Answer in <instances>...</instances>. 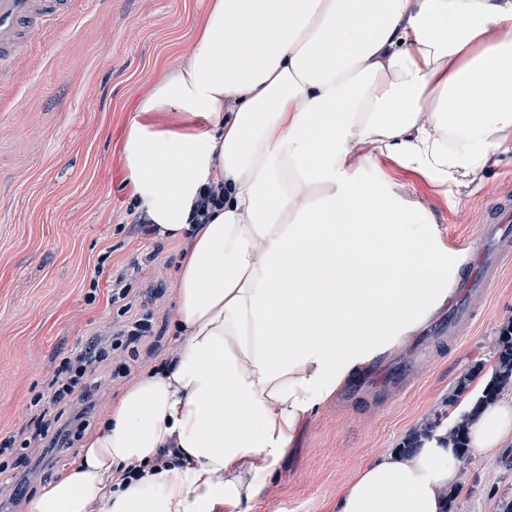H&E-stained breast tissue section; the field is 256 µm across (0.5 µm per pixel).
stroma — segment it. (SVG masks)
<instances>
[{"label":"stroma","mask_w":512,"mask_h":512,"mask_svg":"<svg viewBox=\"0 0 512 512\" xmlns=\"http://www.w3.org/2000/svg\"><path fill=\"white\" fill-rule=\"evenodd\" d=\"M210 0H107L48 26L14 82L0 88V438L19 430L32 397L48 390L58 354L106 330L115 307L84 297L96 265L128 271L133 287L162 286L159 342L175 343V266L183 249L139 231L128 213L123 146L135 104L191 44ZM431 213L441 242L483 231L487 204L512 188V153L464 201L386 166ZM512 321V265L457 342L396 340L406 386L378 378L338 389L298 428L263 496L248 512H332L366 461L403 444L424 423L448 426L489 376L501 328ZM512 502V447L468 455L451 512H503Z\"/></svg>","instance_id":"stroma-1"}]
</instances>
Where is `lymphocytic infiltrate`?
Segmentation results:
<instances>
[{
  "label": "lymphocytic infiltrate",
  "instance_id": "f902f5d3",
  "mask_svg": "<svg viewBox=\"0 0 512 512\" xmlns=\"http://www.w3.org/2000/svg\"><path fill=\"white\" fill-rule=\"evenodd\" d=\"M124 276H117L111 300H122L121 319L107 331L93 335L80 349L57 356L48 383V398H34L28 420L21 430L0 439V497L21 501L31 481L26 473L33 461L64 455L83 438L89 416L98 404L104 383L98 369H107L108 380L129 379L132 362L140 355L148 359L173 358L174 349L141 343L154 334V307L164 296L162 287L148 289L141 301L130 298Z\"/></svg>",
  "mask_w": 512,
  "mask_h": 512
}]
</instances>
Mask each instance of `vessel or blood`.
Masks as SVG:
<instances>
[{
  "instance_id": "obj_1",
  "label": "vessel or blood",
  "mask_w": 512,
  "mask_h": 512,
  "mask_svg": "<svg viewBox=\"0 0 512 512\" xmlns=\"http://www.w3.org/2000/svg\"><path fill=\"white\" fill-rule=\"evenodd\" d=\"M85 0H0V84H8L34 35L72 14ZM483 238L466 245L463 277L448 297V336L469 328L473 314L497 280L502 264L512 258V190L489 206Z\"/></svg>"
}]
</instances>
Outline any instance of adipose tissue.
Wrapping results in <instances>:
<instances>
[{
  "label": "adipose tissue",
  "instance_id": "ef3b65f1",
  "mask_svg": "<svg viewBox=\"0 0 512 512\" xmlns=\"http://www.w3.org/2000/svg\"><path fill=\"white\" fill-rule=\"evenodd\" d=\"M137 110L124 165L139 211L185 245L181 342L28 512H248L299 424L446 300L429 212L375 172L461 197L512 152V0H212ZM210 186L224 205L193 223ZM468 438L512 446V396ZM171 444L183 467L154 468ZM458 482L440 429L364 465L334 512H447Z\"/></svg>",
  "mask_w": 512,
  "mask_h": 512
}]
</instances>
